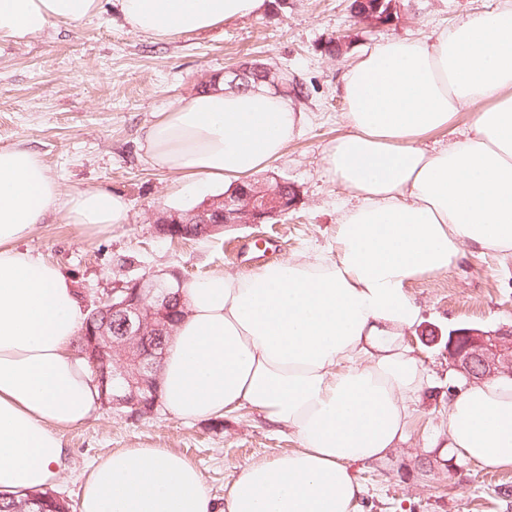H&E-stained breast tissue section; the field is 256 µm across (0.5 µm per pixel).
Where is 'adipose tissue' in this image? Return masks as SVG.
Returning a JSON list of instances; mask_svg holds the SVG:
<instances>
[{
    "label": "adipose tissue",
    "instance_id": "ef3b65f1",
    "mask_svg": "<svg viewBox=\"0 0 512 512\" xmlns=\"http://www.w3.org/2000/svg\"><path fill=\"white\" fill-rule=\"evenodd\" d=\"M127 23L162 41L260 15L266 0H118ZM100 0H0V42L97 15ZM346 131L324 168L348 193L335 254L243 275L211 273L183 290L186 314L164 351L161 400L177 418L246 407L288 429V454L245 466L212 503L202 472L161 448L101 457L81 512H359L354 463L403 443L430 374L406 340L420 309L407 286L447 271L462 244L512 252V0L425 39L391 38L341 74ZM471 107L468 132L431 133ZM304 121L284 94L215 88L181 99L144 148L187 192L239 181L280 158ZM99 230L126 223L119 194L62 195L38 152L0 148V493L54 482L59 430L83 423L99 393L69 345L84 319L71 281L18 244L46 213ZM448 456L512 467V379L473 381L448 401ZM470 123V110L465 108L458 112V115L455 118V121L453 122V125L448 129V131L445 133H436L429 137V139L426 141L427 147L432 149L439 148L445 143L448 142V140L453 139L454 137H457V133L464 131L467 129V126ZM452 130L453 133H449V131Z\"/></svg>",
    "mask_w": 512,
    "mask_h": 512
}]
</instances>
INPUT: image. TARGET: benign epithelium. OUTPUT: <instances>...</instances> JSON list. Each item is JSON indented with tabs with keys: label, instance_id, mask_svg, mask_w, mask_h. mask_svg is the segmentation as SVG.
Instances as JSON below:
<instances>
[{
	"label": "benign epithelium",
	"instance_id": "benign-epithelium-1",
	"mask_svg": "<svg viewBox=\"0 0 512 512\" xmlns=\"http://www.w3.org/2000/svg\"><path fill=\"white\" fill-rule=\"evenodd\" d=\"M258 71L265 81L279 86L274 78L276 71L261 64L251 63L233 70V73L247 74ZM297 206V197L284 198L279 190L265 185L255 192L246 191L231 197H224V208L211 214V210L197 211V223L205 225V232L214 234L228 224H262L276 217L282 210ZM182 220L178 215L163 216L157 220L158 234L172 240L182 238L179 230ZM171 278L160 274L142 276L127 283V288L112 289V298L104 300L113 313L121 315L124 321L123 341L130 339L144 348L133 356L124 353L113 363L112 395L110 404L116 408H129L134 416L143 415L142 408L148 399L142 392L156 398V389L149 386L147 375L157 377L158 369L151 358L155 350L149 346V335H165L164 324L168 323V303L173 295L181 294L184 287L179 272L170 271ZM448 361L468 380H493L502 374L512 377V326L496 331L478 327H461L451 330L448 338Z\"/></svg>",
	"mask_w": 512,
	"mask_h": 512
}]
</instances>
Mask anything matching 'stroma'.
Masks as SVG:
<instances>
[{"mask_svg":"<svg viewBox=\"0 0 512 512\" xmlns=\"http://www.w3.org/2000/svg\"><path fill=\"white\" fill-rule=\"evenodd\" d=\"M504 0H399L398 17L373 28L357 21L351 0H269L260 16L156 41L132 29L117 0L80 25L59 23L20 42L0 43V147L37 151L62 194L105 190L123 194L127 223L83 233L48 212L21 249L57 266L73 283L84 311L127 280L174 269L184 282L216 272L244 274L258 253L279 241L276 260L334 253V227L346 192L325 175L324 150L345 126L342 70L378 41L426 37L467 16L498 9ZM345 36L341 56L324 51ZM262 63L287 71L303 87L293 103L305 115L281 159L256 181L285 179L299 193L288 216L237 224L208 238L173 241L155 230L157 218L186 212L200 197L181 194V174L156 167L143 148L147 128L170 104L212 89L228 68ZM409 294L421 310L407 340L432 374L406 441L381 466L352 465L362 512H512V468L448 465L427 440L442 430L448 397L461 375L448 362V332L461 326L495 330L512 325V255L462 248L447 272L414 279ZM64 469L50 487L80 512L85 476L100 456L123 448H166L202 472L215 503L246 465L287 454L297 443L249 409L186 421L165 408L145 416L98 404L83 424L62 430Z\"/></svg>","mask_w":512,"mask_h":512,"instance_id":"stroma-1","label":"stroma"}]
</instances>
